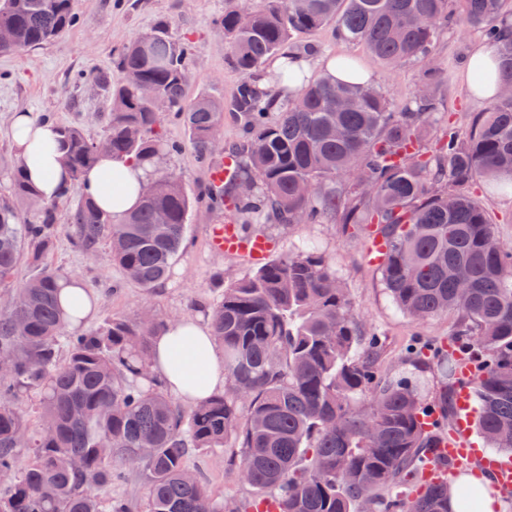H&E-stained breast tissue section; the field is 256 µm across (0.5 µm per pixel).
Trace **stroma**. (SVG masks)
<instances>
[{
    "mask_svg": "<svg viewBox=\"0 0 512 512\" xmlns=\"http://www.w3.org/2000/svg\"><path fill=\"white\" fill-rule=\"evenodd\" d=\"M75 8L78 24L58 39L19 54L0 55L2 195L10 190L6 170L15 158L8 135L12 114L47 112L61 122H79L88 137H102L105 127L99 115L110 106V92L107 87L85 81L84 76L114 71L116 52L159 22H168L173 38L186 37L193 43L186 61L190 74L188 99L230 98L241 81L230 61L224 33L214 24L215 17L224 10V0H76ZM302 42L313 46L319 57L348 56L357 60L374 74L376 86L397 109L410 103L424 71L433 70L442 88L434 126L451 124L468 131L474 115L485 107L484 102L471 95L465 79L466 63L485 38L481 31L461 26L457 19H450L447 28L439 33L429 60L407 62L393 71L374 59L363 43L346 41L329 26L303 36ZM164 130L168 139L184 145L167 165L180 175L185 193L196 197L208 182V172L188 146L182 123L167 118ZM471 191L482 202L501 242L512 247V195L487 193L477 184ZM233 219L229 211L217 214L194 209L171 277L150 293L113 265L106 244L97 256L88 257L63 237L49 255L48 263L81 279L96 296L97 310L88 320V327L114 316L134 319L148 309L167 321L186 316L203 320L222 294L215 285L216 278L229 281L247 276L252 270L245 260L212 251L208 245L214 225ZM262 230L274 242V255L288 254L309 242L331 260L367 332L378 334L384 341L383 371L397 370L400 352L413 339H454V316L415 321L397 311L383 287L379 267L366 257L367 235L346 236L336 224H266ZM232 454V449L217 448L193 453L189 458L212 495L228 506L248 501L254 495L250 486L238 480L231 464Z\"/></svg>",
    "mask_w": 512,
    "mask_h": 512,
    "instance_id": "35a3bbf8",
    "label": "stroma"
}]
</instances>
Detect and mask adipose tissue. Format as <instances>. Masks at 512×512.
<instances>
[{
    "label": "adipose tissue",
    "mask_w": 512,
    "mask_h": 512,
    "mask_svg": "<svg viewBox=\"0 0 512 512\" xmlns=\"http://www.w3.org/2000/svg\"><path fill=\"white\" fill-rule=\"evenodd\" d=\"M10 139L17 157L27 166L32 184L47 198L54 197L68 184V174L54 149L57 139L51 125L36 120L28 112H18L12 118ZM151 163L128 158L100 156L87 170L81 187L97 203L111 213L114 222H121L139 204L138 190L147 180ZM120 177L125 185L121 193H113L112 179ZM200 351L206 355L203 380H195L190 368L175 364L171 359L174 347ZM153 372L178 398L195 403L224 386V361L208 325L198 319L167 322L153 338Z\"/></svg>",
    "instance_id": "ef3b65f1"
}]
</instances>
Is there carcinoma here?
I'll list each match as a JSON object with an SVG mask.
<instances>
[{
	"instance_id": "cac0c4a2",
	"label": "carcinoma",
	"mask_w": 512,
	"mask_h": 512,
	"mask_svg": "<svg viewBox=\"0 0 512 512\" xmlns=\"http://www.w3.org/2000/svg\"><path fill=\"white\" fill-rule=\"evenodd\" d=\"M215 23L243 80L229 102L186 96L193 46L173 39L163 21L117 54L120 75H93L112 107L104 140L115 156L154 159L152 191L120 224L85 195L83 172L99 157L97 140L78 123L55 125L71 184L53 199L39 194L16 160L11 193L0 197V287L23 261L34 275L15 287L0 311V472L11 475L0 512H131L114 497L102 509L94 489L142 467L149 512H448V483L423 486L453 390L455 359L433 351L441 386L430 395L413 377L382 372L383 340L367 333L353 302L322 253L305 246L271 258L224 285L210 325L224 349V392L185 411L151 372L152 340L164 319L115 316L68 332L59 283L46 260L61 236L87 256L109 243L112 264L144 290L167 280L197 205L211 212L234 205L244 231L262 222L338 224L343 232L376 225L389 241L381 279L397 308L423 320L453 313L457 335L477 348L474 392L478 426L493 448L512 452V249L504 246L481 203L466 187L484 179L512 192V96L503 93L477 114L469 132L450 125L436 138L430 116L439 104L426 74L422 90L400 111L360 81L304 82L303 54L260 75L282 48L333 24L363 42L388 68L427 59L448 25L450 0H241ZM462 24L492 43L504 84H512V0H460ZM78 24L75 0H0V28L13 42L1 54L39 47ZM128 72L153 90L125 80ZM288 91L278 103L258 79ZM235 112L247 140L230 147L235 179L193 201L164 165L182 145L164 137L165 116L187 127L206 166L224 113ZM246 181L245 196L236 186ZM33 201L22 215L18 202ZM167 220L154 234L158 215ZM41 396V424L29 426L25 395ZM27 456L20 454L21 446ZM237 449L241 479L258 491L228 510L201 474L194 451Z\"/></svg>"
}]
</instances>
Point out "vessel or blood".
Here are the masks:
<instances>
[{"label":"vessel or blood","mask_w":512,"mask_h":512,"mask_svg":"<svg viewBox=\"0 0 512 512\" xmlns=\"http://www.w3.org/2000/svg\"><path fill=\"white\" fill-rule=\"evenodd\" d=\"M211 245L215 250L244 257L250 263L266 261L273 249L272 241L265 236L241 232L235 225L227 224L214 229ZM474 368L468 361H461L457 367L455 392L456 417L437 443L439 459L430 465V475L444 479L447 472L471 462L480 467L501 488L512 487V463L483 456L471 429L472 378Z\"/></svg>","instance_id":"1"}]
</instances>
